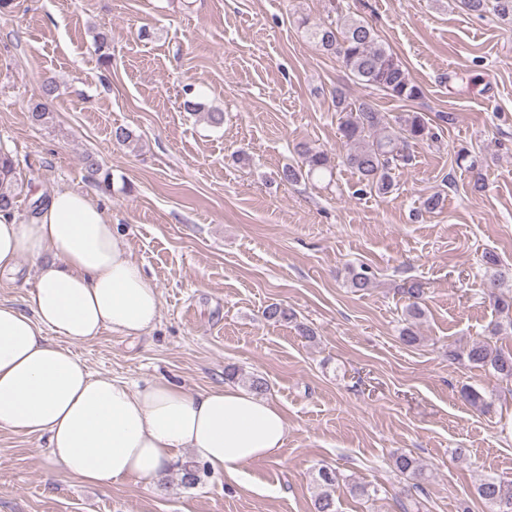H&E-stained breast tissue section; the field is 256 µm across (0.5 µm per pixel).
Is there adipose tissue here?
<instances>
[{"label":"adipose tissue","mask_w":512,"mask_h":512,"mask_svg":"<svg viewBox=\"0 0 512 512\" xmlns=\"http://www.w3.org/2000/svg\"><path fill=\"white\" fill-rule=\"evenodd\" d=\"M24 256L40 262L29 311L0 303V430L49 434L54 462L100 485L157 479L182 449L219 474L277 458L288 423L270 400L229 384L192 395L168 379L134 389L74 354L160 316L156 289L86 195L56 190L26 223L0 213V275Z\"/></svg>","instance_id":"adipose-tissue-1"}]
</instances>
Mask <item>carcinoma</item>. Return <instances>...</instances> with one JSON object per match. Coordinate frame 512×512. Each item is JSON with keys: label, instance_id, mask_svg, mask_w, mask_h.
Masks as SVG:
<instances>
[{"label": "carcinoma", "instance_id": "carcinoma-1", "mask_svg": "<svg viewBox=\"0 0 512 512\" xmlns=\"http://www.w3.org/2000/svg\"><path fill=\"white\" fill-rule=\"evenodd\" d=\"M467 11L481 15L493 9L502 18H512V0H463ZM307 33L321 48L332 51L341 58L355 79L360 83L385 92L402 102H412L423 96L422 87L409 76L402 62L381 44L368 22L348 14H339L330 23L307 28ZM336 111L340 114L339 130L348 151L345 164L358 175V193L374 192L379 196L392 193L397 186L396 171L405 168L411 161L407 147L412 142L436 138L425 118L418 112H405L394 119L386 118L366 101L349 102L346 97L336 96ZM300 166L288 164L280 172V180L289 184L315 175L324 177L333 172L331 158L323 151L306 148L302 151ZM14 163L8 154L0 151V211L15 210L17 187L13 179ZM483 264L494 270L485 282V288L494 309L509 315L508 327L512 329V291L504 290L499 256L493 251L482 255ZM349 287L363 292L372 287V275L367 268L350 271ZM407 296L405 308L409 326L401 331V340L408 346L419 343L420 336L414 330L415 322L423 318L424 288L411 283L402 288ZM268 322L280 323L293 319L288 308L272 303L262 311ZM448 359L465 360L473 368L493 371L501 380L512 382V350L496 346L490 341H474L459 350L448 351ZM393 472L414 480L412 488L421 492L427 480L424 466L408 454L392 457ZM342 475L327 467L318 470L315 512H338L336 486ZM478 496L487 505L489 512H512V480L487 477L476 487Z\"/></svg>", "mask_w": 512, "mask_h": 512}]
</instances>
